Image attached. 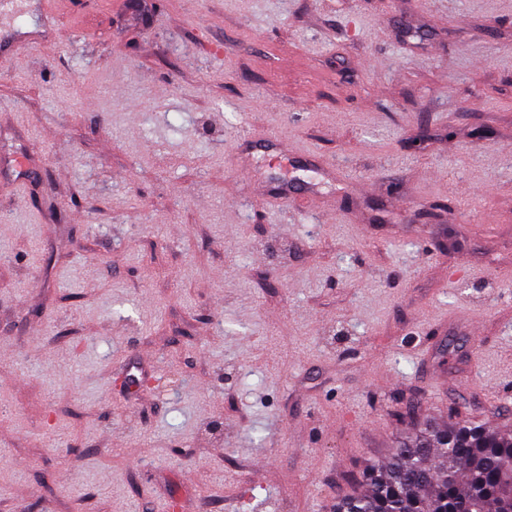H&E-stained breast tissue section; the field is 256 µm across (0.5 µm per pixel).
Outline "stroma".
<instances>
[{"label":"stroma","mask_w":512,"mask_h":512,"mask_svg":"<svg viewBox=\"0 0 512 512\" xmlns=\"http://www.w3.org/2000/svg\"><path fill=\"white\" fill-rule=\"evenodd\" d=\"M19 8L0 512H330L512 428V0Z\"/></svg>","instance_id":"35a3bbf8"}]
</instances>
